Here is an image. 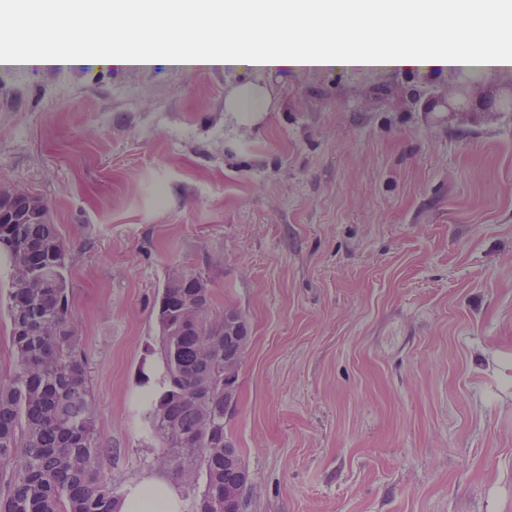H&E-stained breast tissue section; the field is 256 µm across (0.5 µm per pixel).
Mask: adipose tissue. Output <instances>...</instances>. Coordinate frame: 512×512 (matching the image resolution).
I'll use <instances>...</instances> for the list:
<instances>
[{
  "mask_svg": "<svg viewBox=\"0 0 512 512\" xmlns=\"http://www.w3.org/2000/svg\"><path fill=\"white\" fill-rule=\"evenodd\" d=\"M56 12L68 24L62 47L52 51L18 50L25 66L100 68L104 61L75 37L90 21H106L116 14L138 20L173 17L160 46L113 51L114 59L133 57L146 66L165 64L182 70L221 67L245 73L249 82L227 98L229 112H264L270 95L266 75L280 69L311 71H394L436 69L465 75H490L512 69V0H498V23L489 31L451 26L459 14L478 16L486 0H53ZM237 19L238 35L232 45L220 47V22ZM358 17L360 26L346 46L336 49L316 40V26L336 15ZM425 17L409 45L393 52L367 44L372 26L390 29L399 17ZM115 508L117 512H182L183 501L175 486L158 473H145L128 481Z\"/></svg>",
  "mask_w": 512,
  "mask_h": 512,
  "instance_id": "ef3b65f1",
  "label": "adipose tissue"
}]
</instances>
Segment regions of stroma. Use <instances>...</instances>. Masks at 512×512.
I'll list each match as a JSON object with an SVG mask.
<instances>
[{
  "instance_id": "1",
  "label": "stroma",
  "mask_w": 512,
  "mask_h": 512,
  "mask_svg": "<svg viewBox=\"0 0 512 512\" xmlns=\"http://www.w3.org/2000/svg\"><path fill=\"white\" fill-rule=\"evenodd\" d=\"M246 80L0 70V188L68 250L103 473H174L139 379L181 270L250 336L247 512H512V71L461 111L448 71H279L244 118Z\"/></svg>"
}]
</instances>
